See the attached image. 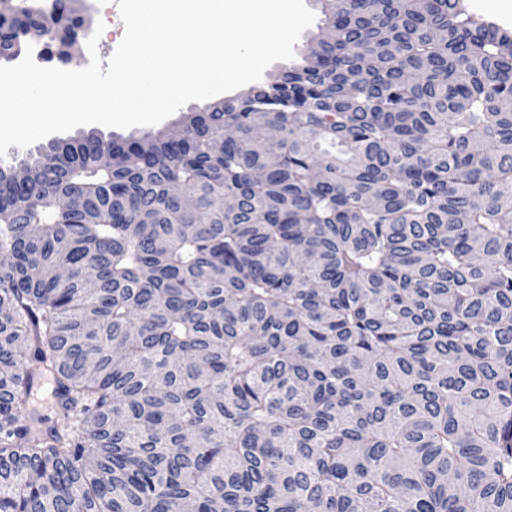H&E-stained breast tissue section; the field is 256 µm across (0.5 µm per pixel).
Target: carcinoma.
Listing matches in <instances>:
<instances>
[{"mask_svg": "<svg viewBox=\"0 0 512 512\" xmlns=\"http://www.w3.org/2000/svg\"><path fill=\"white\" fill-rule=\"evenodd\" d=\"M27 2L0 60H67ZM324 2L176 129L0 160V512H512V33Z\"/></svg>", "mask_w": 512, "mask_h": 512, "instance_id": "obj_1", "label": "carcinoma"}]
</instances>
